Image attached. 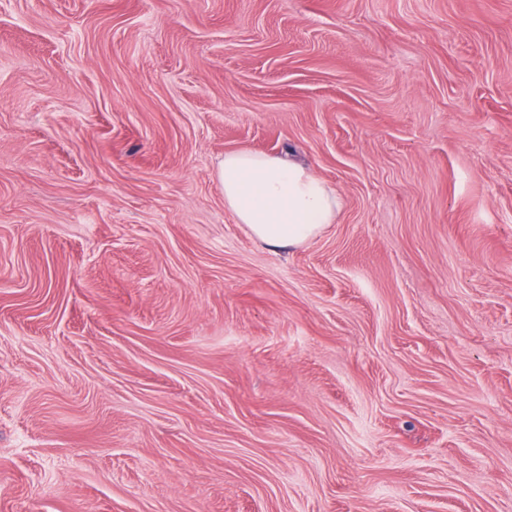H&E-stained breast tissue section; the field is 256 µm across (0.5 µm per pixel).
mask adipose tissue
I'll return each mask as SVG.
<instances>
[{"mask_svg":"<svg viewBox=\"0 0 512 512\" xmlns=\"http://www.w3.org/2000/svg\"><path fill=\"white\" fill-rule=\"evenodd\" d=\"M224 205L265 247H299L336 220L335 190L302 165L250 150L225 152L217 165Z\"/></svg>","mask_w":512,"mask_h":512,"instance_id":"obj_1","label":"adipose tissue"}]
</instances>
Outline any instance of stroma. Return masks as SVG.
<instances>
[{
    "instance_id": "1",
    "label": "stroma",
    "mask_w": 512,
    "mask_h": 512,
    "mask_svg": "<svg viewBox=\"0 0 512 512\" xmlns=\"http://www.w3.org/2000/svg\"><path fill=\"white\" fill-rule=\"evenodd\" d=\"M0 512H512V0H0ZM217 179L236 222L272 251L315 239L340 207L336 191L309 168L264 153L225 152Z\"/></svg>"
}]
</instances>
